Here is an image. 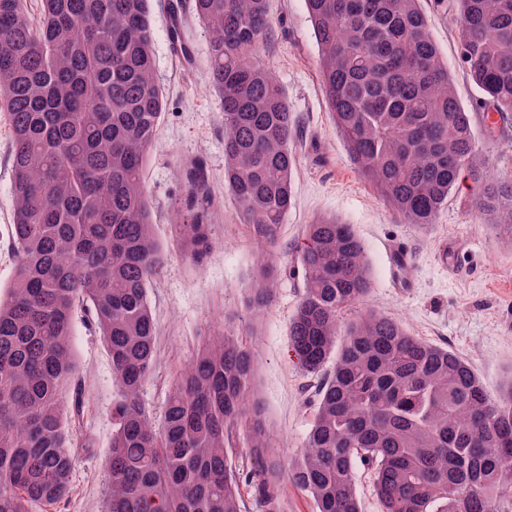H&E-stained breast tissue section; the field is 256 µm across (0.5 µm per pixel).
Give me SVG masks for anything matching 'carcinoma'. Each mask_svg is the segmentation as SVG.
I'll use <instances>...</instances> for the list:
<instances>
[{
	"label": "carcinoma",
	"mask_w": 512,
	"mask_h": 512,
	"mask_svg": "<svg viewBox=\"0 0 512 512\" xmlns=\"http://www.w3.org/2000/svg\"><path fill=\"white\" fill-rule=\"evenodd\" d=\"M460 54L480 105L512 112V0H458ZM322 89L358 173L400 222L435 223L472 180L474 210L512 230V181L492 177L421 0H306ZM208 36L224 124V186L263 248L245 310L273 297L271 251L293 204L296 128L260 51L268 0H193ZM151 0H0V108L7 112L15 263L0 299V512L67 502L68 425L81 409L70 344L83 306L112 361L105 512H283V484L316 512H363L357 466L382 512H512V385L491 398L452 351L374 309L340 332L372 288L360 238L318 215L297 250L303 291L294 356L320 376L303 447L284 465L257 396L254 347L234 325L208 332L176 376L163 422L141 402L156 346L147 288L164 263L144 178L165 110ZM173 223L193 260L210 247L212 196L192 179ZM255 467L238 472V456Z\"/></svg>",
	"instance_id": "cac0c4a2"
}]
</instances>
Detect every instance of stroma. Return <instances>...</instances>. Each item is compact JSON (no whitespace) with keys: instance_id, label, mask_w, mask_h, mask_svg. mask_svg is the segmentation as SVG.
Here are the masks:
<instances>
[{"instance_id":"1","label":"stroma","mask_w":512,"mask_h":512,"mask_svg":"<svg viewBox=\"0 0 512 512\" xmlns=\"http://www.w3.org/2000/svg\"><path fill=\"white\" fill-rule=\"evenodd\" d=\"M171 0H152L151 25L157 77L167 109L145 169L154 206V236L164 265L148 288L158 327L156 361L141 400L162 419L170 386L195 356L206 332L233 321L246 329L244 296L261 253L245 225L236 223L224 191V125L209 85L208 44L190 10L181 13L192 50L184 62L168 36ZM457 95L473 112L480 92L459 56L456 0H423ZM276 21L262 57L273 70L296 119L289 147L296 157L293 205L275 246L279 276L275 292L251 344L259 354L258 396L274 437V451L288 459L301 448L313 417L318 376L305 373L291 350L289 324L302 284L291 272L306 224L329 215L352 225L366 248L372 282L366 306L401 321L415 336L448 348L465 360L491 397L512 384V235L487 228L471 207L470 191L452 192L435 224L417 228L393 215L379 192L356 171L336 134L322 92L318 49L305 0H270ZM10 133L0 112V294L9 286L14 262L9 250L13 216ZM201 162L214 196L211 247L200 260L185 256L171 219L189 196L187 172ZM398 244L411 257L400 269L386 248ZM71 345L83 392V412L70 424L75 458L68 503L60 512H102L117 389L101 336L83 310L73 317Z\"/></svg>"}]
</instances>
